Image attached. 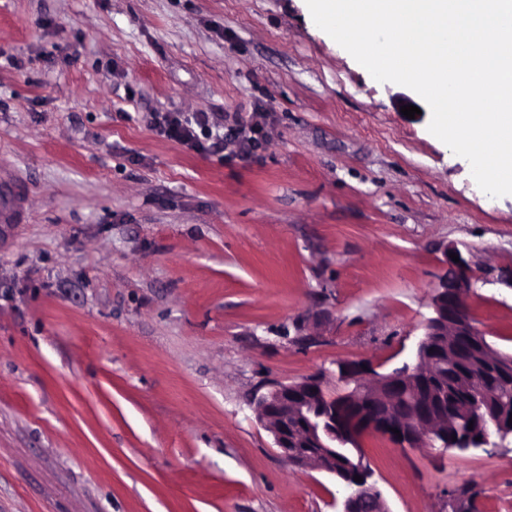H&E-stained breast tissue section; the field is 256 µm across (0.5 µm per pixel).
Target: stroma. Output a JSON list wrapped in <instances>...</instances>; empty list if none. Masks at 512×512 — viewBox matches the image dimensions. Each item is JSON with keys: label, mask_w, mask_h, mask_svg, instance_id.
Returning a JSON list of instances; mask_svg holds the SVG:
<instances>
[{"label": "stroma", "mask_w": 512, "mask_h": 512, "mask_svg": "<svg viewBox=\"0 0 512 512\" xmlns=\"http://www.w3.org/2000/svg\"><path fill=\"white\" fill-rule=\"evenodd\" d=\"M305 0H0V512H341L251 406L407 358L456 246L512 353V195L492 198ZM151 112L263 128L251 155ZM360 446L390 512H512V450ZM0 191L2 195L0 223L2 226L13 228L15 225L24 224L26 210L23 189L4 169H0Z\"/></svg>", "instance_id": "1"}]
</instances>
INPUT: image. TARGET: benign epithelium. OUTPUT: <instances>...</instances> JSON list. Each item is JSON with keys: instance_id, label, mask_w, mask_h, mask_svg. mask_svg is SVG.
Masks as SVG:
<instances>
[{"instance_id": "benign-epithelium-1", "label": "benign epithelium", "mask_w": 512, "mask_h": 512, "mask_svg": "<svg viewBox=\"0 0 512 512\" xmlns=\"http://www.w3.org/2000/svg\"><path fill=\"white\" fill-rule=\"evenodd\" d=\"M455 253L459 262L452 261ZM445 275L433 289L432 315L410 361L382 374L372 365H338L337 378L346 389L328 390L326 375H310L291 383H275L253 398L258 422L272 435L281 456L299 468L340 474L342 512H389L357 442L375 432L400 448L467 452L506 448L512 444V402L490 392L487 376H512V354L493 347L470 316L471 267L462 252H444ZM482 361L481 370L463 375L459 389L466 402L448 407V388L425 378L433 365ZM400 434H395L394 430ZM351 448L354 455L336 470L327 448ZM362 481H354V476Z\"/></svg>"}]
</instances>
